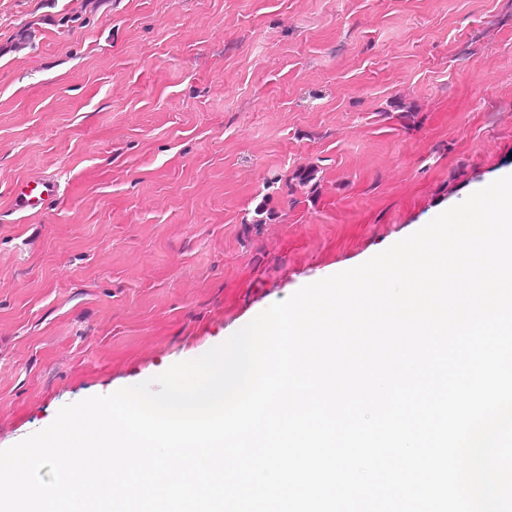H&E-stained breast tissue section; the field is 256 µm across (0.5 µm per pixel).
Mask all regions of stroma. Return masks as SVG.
<instances>
[{
  "instance_id": "35a3bbf8",
  "label": "stroma",
  "mask_w": 512,
  "mask_h": 512,
  "mask_svg": "<svg viewBox=\"0 0 512 512\" xmlns=\"http://www.w3.org/2000/svg\"><path fill=\"white\" fill-rule=\"evenodd\" d=\"M511 173L512 0H0V449ZM59 192L56 181L47 177H35L16 183L13 205L16 210H47Z\"/></svg>"
}]
</instances>
